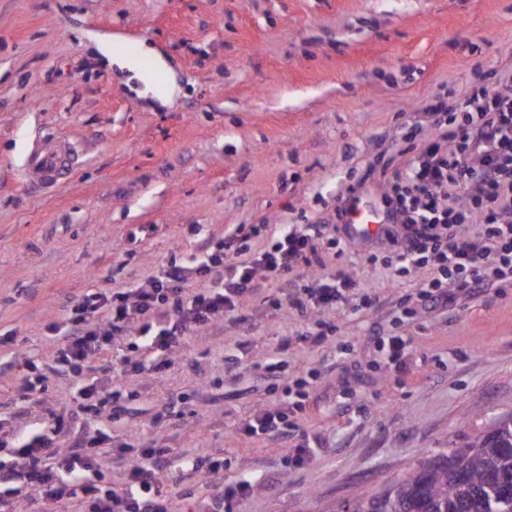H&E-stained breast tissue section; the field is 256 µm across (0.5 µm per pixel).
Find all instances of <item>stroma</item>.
I'll use <instances>...</instances> for the list:
<instances>
[{
	"label": "stroma",
	"instance_id": "obj_1",
	"mask_svg": "<svg viewBox=\"0 0 512 512\" xmlns=\"http://www.w3.org/2000/svg\"><path fill=\"white\" fill-rule=\"evenodd\" d=\"M129 35L167 64L166 99L109 67L106 52ZM477 69L512 78V0H0V334L42 363L56 349L46 324L88 291L193 264L201 243L240 224L333 223L370 166L404 169L405 131L431 133L435 99L467 111ZM59 137L78 160L49 187L29 158ZM319 257L315 272L344 266L356 295L321 313L322 345L292 347L275 374L282 337L310 320L257 297L246 320L188 336L163 372L54 377L24 398L21 360L0 358V460L55 412L61 437L106 435L113 481L124 449L151 443L223 454L224 482L251 484L232 512H336L465 441L481 414L512 408V288L428 309L386 257ZM401 301L417 311L402 327ZM396 330L412 339L404 375L374 340ZM311 369L317 410L299 417L320 439L311 459L294 463L278 438L237 439L243 419L287 403L285 387ZM91 379L123 392L124 413L76 411ZM213 492L177 470L162 480L168 512H212Z\"/></svg>",
	"mask_w": 512,
	"mask_h": 512
}]
</instances>
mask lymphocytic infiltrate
I'll list each match as a JSON object with an SVG mask.
<instances>
[{
    "mask_svg": "<svg viewBox=\"0 0 512 512\" xmlns=\"http://www.w3.org/2000/svg\"><path fill=\"white\" fill-rule=\"evenodd\" d=\"M473 112L450 116L443 100L431 104L433 131L411 132L412 156L395 172L383 192L388 223L378 246L390 255L401 276L419 279L424 306L446 309L479 289L512 288V90L483 82L470 97ZM480 230L465 232L468 224ZM244 227L206 251L197 268L169 263L138 288L90 291L66 309L68 331L53 357L36 376H25L21 396L44 388L56 374L86 371H141L170 367V356L187 336L230 319L245 320L246 298L301 313L340 310L356 288L344 269L312 273L319 249L343 257L350 238L340 224H289L270 231L257 249L244 247ZM206 278L190 287L192 276ZM295 276L298 288L288 297L274 294L278 283ZM137 341L139 359L114 362L112 352ZM60 418L50 415L45 431L12 448V462L0 465V494L18 499L39 489L44 500H67L74 512H167L160 490L172 468L209 480L224 472L223 454L172 456L169 449L145 447L125 456L121 483L100 485L112 470V451L98 435L81 433L68 441L48 435ZM242 440L299 437L298 456L318 445L316 436L291 420L281 407L257 410L235 429ZM92 472L97 482L80 477Z\"/></svg>",
    "mask_w": 512,
    "mask_h": 512,
    "instance_id": "f902f5d3",
    "label": "lymphocytic infiltrate"
}]
</instances>
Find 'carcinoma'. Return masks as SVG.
I'll return each mask as SVG.
<instances>
[{
  "label": "carcinoma",
  "instance_id": "cac0c4a2",
  "mask_svg": "<svg viewBox=\"0 0 512 512\" xmlns=\"http://www.w3.org/2000/svg\"><path fill=\"white\" fill-rule=\"evenodd\" d=\"M512 478V411L482 416L478 432L425 457L392 482L386 498L358 501L353 512H512L497 479Z\"/></svg>",
  "mask_w": 512,
  "mask_h": 512
}]
</instances>
